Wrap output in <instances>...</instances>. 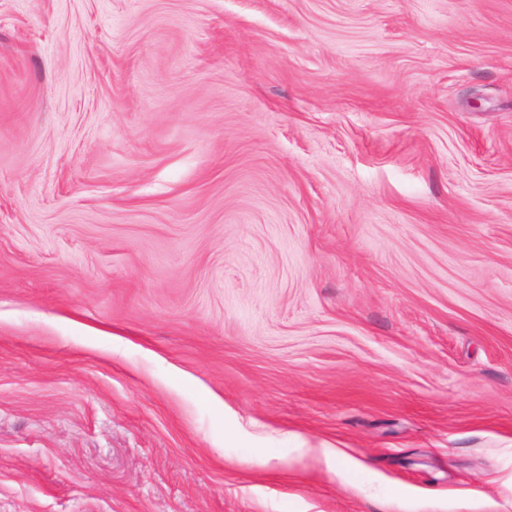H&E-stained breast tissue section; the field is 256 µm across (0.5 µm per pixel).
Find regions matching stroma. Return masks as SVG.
I'll return each mask as SVG.
<instances>
[{
	"mask_svg": "<svg viewBox=\"0 0 512 512\" xmlns=\"http://www.w3.org/2000/svg\"><path fill=\"white\" fill-rule=\"evenodd\" d=\"M472 490L512 512V0H0V512Z\"/></svg>",
	"mask_w": 512,
	"mask_h": 512,
	"instance_id": "stroma-1",
	"label": "stroma"
}]
</instances>
